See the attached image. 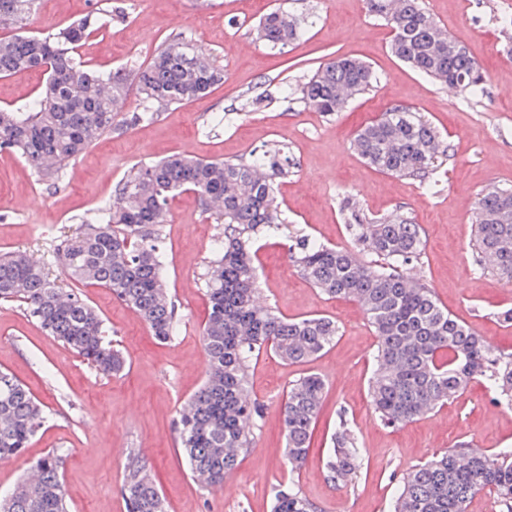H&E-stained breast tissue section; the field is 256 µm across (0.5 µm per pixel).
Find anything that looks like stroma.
I'll return each mask as SVG.
<instances>
[{"mask_svg":"<svg viewBox=\"0 0 512 512\" xmlns=\"http://www.w3.org/2000/svg\"><path fill=\"white\" fill-rule=\"evenodd\" d=\"M39 0L29 29L58 32L89 13L101 25L78 49L91 68L109 73L146 66L172 38L191 41L224 68L223 85L181 105L142 106L132 127L101 136L64 169L55 184L38 180L23 159L0 151V251L22 249L46 260L62 232L95 224L102 207L122 204L117 183L136 164L181 154L236 160L250 151L284 145L293 167L278 180L277 197L291 232L350 246L341 191H350L366 217L401 210L419 224L423 250L409 273L439 303L492 346L512 349V326L497 318L512 308V285L475 270L471 216L482 191L512 187V0H425L448 34L461 38L484 70V92L466 98L392 55L391 31L369 15L364 0ZM281 7L304 34L272 49L254 28ZM355 57L375 72L374 86L334 115L302 102V83L329 57ZM425 114L448 147L437 192L419 181L382 174L352 148L355 131L391 105ZM166 277L182 315L176 339L162 344L131 309L105 288L85 289L127 365L105 377L58 339L48 336L16 302H0V368L12 372L44 405L47 422L24 453L0 461V494L9 492L33 461L63 456L61 475L70 512H126L120 493L129 449H138L164 497L166 512H271L272 489L297 482L318 512H389L396 479L436 452L463 444L481 452L512 448V411L495 404L473 381L440 409L396 427L373 413L369 382L376 337L360 306L329 298L307 283L280 240L257 255L260 298L282 315L331 317L339 334L312 361L289 364L262 355L249 374L253 397L264 404L262 429L234 472L232 489L194 481L176 447L177 408L202 384L200 331L208 315L204 282L213 245L224 226L203 212L195 195L170 204L164 229ZM316 372L327 393L308 458L291 470L282 455L281 404L289 384ZM345 417L364 449L361 476L332 482L324 465L325 438Z\"/></svg>","mask_w":512,"mask_h":512,"instance_id":"1","label":"stroma"}]
</instances>
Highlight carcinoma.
Segmentation results:
<instances>
[{"label":"carcinoma","mask_w":512,"mask_h":512,"mask_svg":"<svg viewBox=\"0 0 512 512\" xmlns=\"http://www.w3.org/2000/svg\"><path fill=\"white\" fill-rule=\"evenodd\" d=\"M36 0H0V23L16 27L0 47V78L39 69L45 88L28 103L0 108V151L20 153L27 166L50 178L112 125L131 93L165 105L194 100L224 83V69L185 39L167 43L144 68L101 74L82 64L76 48L92 33V18L58 33L32 34L25 26ZM368 12L393 32L391 51L415 70L472 96L483 92L480 66L464 41L445 35L423 0H366ZM300 34L291 15L275 9L257 26L258 39L283 47ZM377 76L355 58L323 63L300 88L304 103L334 115L372 87ZM353 147L377 171L415 177L432 191L447 149L422 113L388 108L355 135ZM284 151H254L245 160H202L180 155L132 168L118 183L124 205L100 210L89 232L60 240L51 262L35 263L22 250L0 254V301H18L41 331L56 337L98 373L121 372L126 360L107 339L103 319L77 288H65L49 264L85 288H106L138 313L156 339L174 340L178 306L163 274L164 221L171 200L190 191L202 210L224 221V238L206 281L208 318L201 330L205 379L174 420L177 447L193 478L212 489L237 468L252 447L263 404L250 396L249 368L264 353L290 364L307 363L333 345L336 321L324 315L286 318L258 301L255 256L260 241L288 230L276 196V179L288 173ZM352 247L341 248L299 234L289 258L321 293L357 302L377 346L369 384L370 403L386 425L413 422L458 396L473 379L484 380L494 402L512 410V351H500L448 312L431 289L410 279L407 266L423 250L419 225L402 214L362 217L353 196L342 195ZM472 243L477 269L512 284V188L479 194ZM373 260L367 261L364 256ZM326 381L309 373L292 382L282 404L284 454L292 468L304 463ZM43 404L12 373L0 369V460L19 456L43 428ZM326 456L331 481L361 473L363 449L340 423ZM52 451L33 462L35 479L14 488L0 512H70ZM493 492L502 512H512V448L494 452L450 449L409 470L396 482L391 512H468L471 499ZM121 494L127 512H166L146 464L129 453ZM272 512H314L291 482L273 488Z\"/></svg>","instance_id":"cac0c4a2"}]
</instances>
